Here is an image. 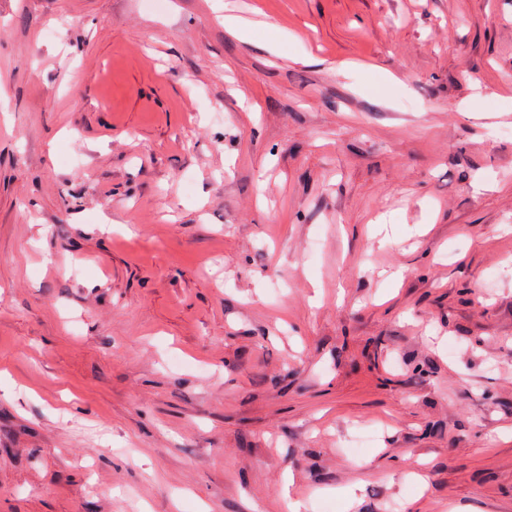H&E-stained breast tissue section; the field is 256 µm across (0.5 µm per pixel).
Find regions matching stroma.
<instances>
[{"instance_id":"35a3bbf8","label":"stroma","mask_w":512,"mask_h":512,"mask_svg":"<svg viewBox=\"0 0 512 512\" xmlns=\"http://www.w3.org/2000/svg\"><path fill=\"white\" fill-rule=\"evenodd\" d=\"M293 498L512 512V0H0V512Z\"/></svg>"}]
</instances>
